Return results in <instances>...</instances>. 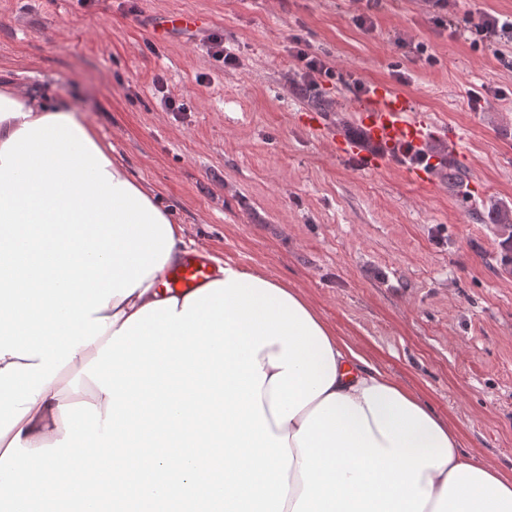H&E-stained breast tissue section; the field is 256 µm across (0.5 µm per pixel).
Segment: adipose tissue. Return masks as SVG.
Returning <instances> with one entry per match:
<instances>
[{
  "mask_svg": "<svg viewBox=\"0 0 512 512\" xmlns=\"http://www.w3.org/2000/svg\"><path fill=\"white\" fill-rule=\"evenodd\" d=\"M185 252L73 107L0 80V493L55 512L108 448L102 499L138 512H512V474L298 290L229 262L164 288Z\"/></svg>",
  "mask_w": 512,
  "mask_h": 512,
  "instance_id": "obj_1",
  "label": "adipose tissue"
}]
</instances>
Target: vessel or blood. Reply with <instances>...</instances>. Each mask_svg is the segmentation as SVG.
I'll list each match as a JSON object with an SVG mask.
<instances>
[{
  "instance_id": "1",
  "label": "vessel or blood",
  "mask_w": 512,
  "mask_h": 512,
  "mask_svg": "<svg viewBox=\"0 0 512 512\" xmlns=\"http://www.w3.org/2000/svg\"><path fill=\"white\" fill-rule=\"evenodd\" d=\"M303 124L321 135L338 156L359 157L362 164L371 169L400 161L405 150L423 147L436 130L433 121L415 111L408 96L387 87L378 88L374 101L362 108L359 115V124L366 138L377 146V153L361 151L355 143L337 138L320 115H304ZM214 276L215 271L206 257L188 255L175 263L167 286L171 292L187 293ZM70 483L73 491L64 498L66 512H94V496L79 492L83 484L82 470L73 472Z\"/></svg>"
}]
</instances>
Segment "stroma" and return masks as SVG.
I'll return each mask as SVG.
<instances>
[{
  "label": "stroma",
  "mask_w": 512,
  "mask_h": 512,
  "mask_svg": "<svg viewBox=\"0 0 512 512\" xmlns=\"http://www.w3.org/2000/svg\"><path fill=\"white\" fill-rule=\"evenodd\" d=\"M483 10L512 16V0H459L454 33L418 0H0V72L79 109L198 253L300 290L465 455L512 473V227L496 221L512 208V69L466 24ZM172 13L199 34L155 40ZM217 29L235 71L205 53ZM295 36L332 67L316 93L285 80ZM158 76L185 111L162 110ZM358 80L446 128L430 184L413 158L368 170L302 125L321 100L338 137L361 139ZM485 87L500 100L471 111Z\"/></svg>",
  "instance_id": "1"
}]
</instances>
